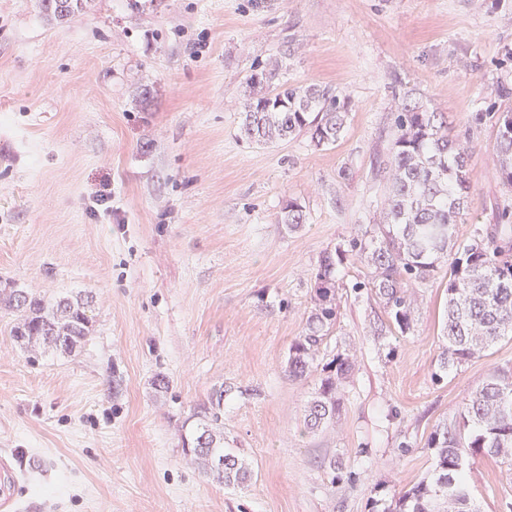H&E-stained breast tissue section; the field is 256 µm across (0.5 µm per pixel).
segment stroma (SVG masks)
I'll list each match as a JSON object with an SVG mask.
<instances>
[{"label": "stroma", "mask_w": 512, "mask_h": 512, "mask_svg": "<svg viewBox=\"0 0 512 512\" xmlns=\"http://www.w3.org/2000/svg\"><path fill=\"white\" fill-rule=\"evenodd\" d=\"M39 4L0 0V289L81 296L93 333L33 361L0 309V455L19 457L18 512H370L419 482L436 426L512 371V337L442 373L436 283L411 334L375 340L350 257L332 339L357 365L335 423L305 430L317 379H290L288 352L321 253L382 206L403 105L441 113L471 150L459 239L512 211L493 152L512 0H91L62 22ZM274 59L347 102L335 145L241 139L248 81ZM291 201L295 230L280 221ZM221 389L224 444L254 472L241 489L182 447ZM334 460L356 479L331 483ZM470 482L482 512H503L498 463L473 457Z\"/></svg>", "instance_id": "obj_1"}]
</instances>
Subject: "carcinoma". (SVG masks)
Returning <instances> with one entry per match:
<instances>
[{
	"label": "carcinoma",
	"mask_w": 512,
	"mask_h": 512,
	"mask_svg": "<svg viewBox=\"0 0 512 512\" xmlns=\"http://www.w3.org/2000/svg\"><path fill=\"white\" fill-rule=\"evenodd\" d=\"M88 0H42L58 20L83 10ZM276 64L250 77L253 91L243 103L240 133L248 142L269 145L309 134L317 147L336 143L347 122L345 103L316 84L275 82ZM495 152L502 185L512 189V110L499 113ZM471 155L448 131L444 118L406 105L397 117L386 163L381 221L360 224L349 250L324 251L315 274L312 308L305 327L289 348L286 371L294 380L319 372L317 388L305 407L304 427L314 432L334 422L343 406L344 386L354 371L342 352L320 359L340 310L336 270L351 254L368 269L362 286L381 307L371 324L373 335L412 333L417 310L413 289L424 288L448 270L442 314L444 348L440 368L456 370L512 336V224L491 230L475 227L458 241L456 225L468 207ZM304 221L295 202L284 207L282 223L295 230ZM0 306L17 315L12 336L26 351L70 354L92 333L88 302L14 289ZM224 392L212 394L194 412L182 437L190 461L225 484L251 481V468L235 449L224 447L220 422ZM435 450L431 473L407 490L373 501L374 512H480L470 485L469 458L494 459L512 474V372L500 371L473 391L460 419L436 427L428 439Z\"/></svg>",
	"instance_id": "carcinoma-1"
}]
</instances>
